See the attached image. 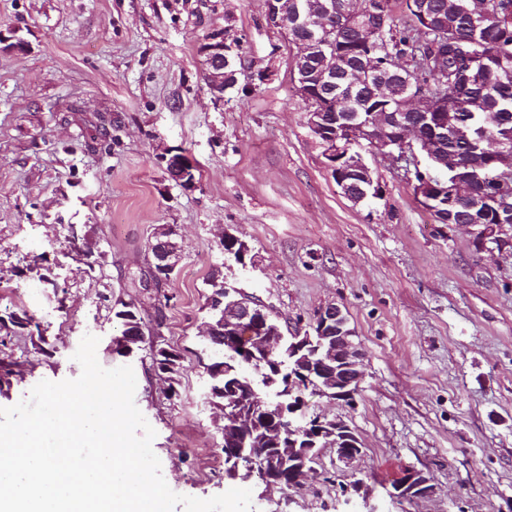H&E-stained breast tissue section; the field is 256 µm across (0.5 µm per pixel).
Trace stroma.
<instances>
[{"instance_id": "35a3bbf8", "label": "stroma", "mask_w": 512, "mask_h": 512, "mask_svg": "<svg viewBox=\"0 0 512 512\" xmlns=\"http://www.w3.org/2000/svg\"><path fill=\"white\" fill-rule=\"evenodd\" d=\"M223 30L241 48L219 99L199 46ZM292 64L265 0H0V314L42 324L41 336L0 342V407L79 377L73 355L94 335L101 366L134 370L171 490L207 499L234 488L200 351L218 273L292 330L341 305L366 352L352 402L306 399L308 415L345 421L362 455L346 466L322 448L301 486L252 485L251 512H512V258L475 253L470 229L437 223L383 156H365L382 197H344ZM178 149L198 164L193 189L164 172L163 154ZM162 224L176 226L182 252L160 291L146 282ZM227 232L247 243L245 264L224 266ZM75 238L99 264L73 260ZM118 299L163 319L128 357L112 352ZM158 347L182 355L171 398L152 367ZM410 468L433 495L393 501Z\"/></svg>"}]
</instances>
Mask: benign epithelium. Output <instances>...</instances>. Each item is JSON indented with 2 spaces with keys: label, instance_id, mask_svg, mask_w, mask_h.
Returning a JSON list of instances; mask_svg holds the SVG:
<instances>
[{
  "label": "benign epithelium",
  "instance_id": "1",
  "mask_svg": "<svg viewBox=\"0 0 512 512\" xmlns=\"http://www.w3.org/2000/svg\"><path fill=\"white\" fill-rule=\"evenodd\" d=\"M284 0H265L266 17L269 24L278 28L290 38L291 28L288 16L283 8ZM336 11V27L357 19L361 14L358 0H340L337 7L327 8ZM308 48L297 44L293 54V82L296 93L307 103V126L312 135L323 147V155L341 193L350 201L363 202L368 196L381 195L379 181L374 179L371 168L365 163L362 153L355 148L358 142H367V149L378 153L394 164H404L408 180L423 206L439 212L448 208V197L455 194L457 179L448 175V153L445 136L448 135V100L433 102L430 112L423 114L424 120L434 128V135L426 142L416 140L405 128L403 114L399 112L383 113V121L367 118L353 122L335 131H329V116L325 104L317 95L316 85L312 83L304 66ZM208 58L215 59L216 67L209 72L210 92L221 98L224 95V79L236 72L226 73V69L238 57V45L224 36L208 40L204 50ZM496 149L491 153L490 162L499 165L498 173L493 177L498 185L496 201L506 209L509 223L480 224L474 231L473 247L478 253H507L512 256V139L494 137ZM174 166L168 170L169 178L185 189L196 185L195 166L183 154L170 157ZM359 175L366 185L362 196L351 190L354 175ZM224 244L230 247L235 261L242 264L247 253L246 243L232 233H224ZM155 248L154 262L151 267L149 287L165 275L176 270L181 247L169 227L161 226L153 234ZM216 310L223 317L224 350L247 363L263 356L271 347L288 349L291 358L301 357L302 368L296 369L299 379L288 378V388L284 395L291 396L294 387L313 382L317 385L327 383L330 394L338 400L350 401L358 392L364 378L365 351L355 340L353 329L342 307L329 303L317 314L315 334H303L299 330L284 332L273 323L266 309L245 296L239 289L224 285V297H216ZM247 328L244 336L238 334L241 328ZM304 400L293 399L280 403L271 409L262 406L255 417L270 429L268 439L277 441L289 433H307L310 436V448H315L323 439L334 448L338 461L348 464L362 453L357 436L339 419H327L315 416L307 419L302 414ZM249 434L241 430L234 431L224 443V464L226 476L243 484H264L281 487H294L312 467L288 465L286 463L269 467H258L251 456L242 453ZM434 492L430 477L421 470L409 469L400 477L398 491L390 493L394 499L427 498Z\"/></svg>",
  "mask_w": 512,
  "mask_h": 512
}]
</instances>
